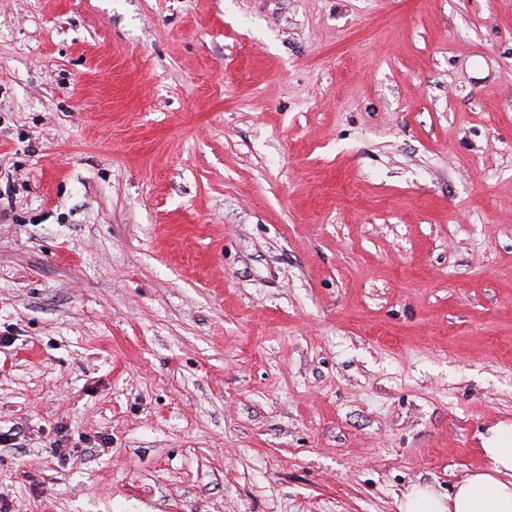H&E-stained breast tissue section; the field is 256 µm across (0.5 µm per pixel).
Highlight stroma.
Instances as JSON below:
<instances>
[{
    "instance_id": "1",
    "label": "stroma",
    "mask_w": 512,
    "mask_h": 512,
    "mask_svg": "<svg viewBox=\"0 0 512 512\" xmlns=\"http://www.w3.org/2000/svg\"><path fill=\"white\" fill-rule=\"evenodd\" d=\"M4 335L6 512L447 496L512 423V0H0Z\"/></svg>"
}]
</instances>
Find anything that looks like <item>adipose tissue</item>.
Returning <instances> with one entry per match:
<instances>
[{
    "instance_id": "adipose-tissue-1",
    "label": "adipose tissue",
    "mask_w": 512,
    "mask_h": 512,
    "mask_svg": "<svg viewBox=\"0 0 512 512\" xmlns=\"http://www.w3.org/2000/svg\"><path fill=\"white\" fill-rule=\"evenodd\" d=\"M488 468L471 472L448 498L426 486L405 495L404 512H512V424L491 426L482 438Z\"/></svg>"
}]
</instances>
